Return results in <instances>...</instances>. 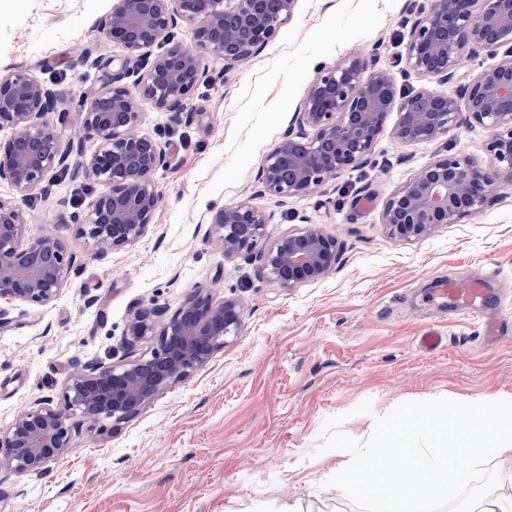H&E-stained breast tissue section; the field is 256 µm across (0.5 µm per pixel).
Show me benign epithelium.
Listing matches in <instances>:
<instances>
[{"mask_svg": "<svg viewBox=\"0 0 512 512\" xmlns=\"http://www.w3.org/2000/svg\"><path fill=\"white\" fill-rule=\"evenodd\" d=\"M295 0H118L99 22L109 39L130 52L167 48L147 63L130 88L125 63L97 92L82 99L74 136L70 117L56 111L59 94L25 71L0 74V128L13 130L0 141V182L10 184L27 203L46 198L48 175L73 174L100 187L82 213H73L75 237L102 257L143 237L159 201L154 175L167 160V144L142 132L141 101L179 121L189 114L192 96L208 78L197 48L232 69L256 54L291 19ZM184 23L192 43L176 39ZM485 54L497 62L469 81L459 75L464 56ZM374 59L350 56L322 67L298 111L303 131L288 133L260 170L263 191L282 198L306 196L340 174L367 162L389 113L398 114L395 137L402 143L434 142L461 121L491 132L489 168L443 155L419 169L386 200L382 223L389 235L420 239L438 224H456L485 205L490 169L512 172V0H430L412 21L405 62L417 75L441 84L457 83L452 93L422 87L397 93L392 77L373 68ZM85 139L96 150L76 164L75 145ZM24 209L0 201V299L48 305L60 295L75 261L71 241L29 234ZM210 224L224 255L251 253L264 244L263 268L292 287L324 278L336 263V237L317 227L284 234L266 243V214L246 203L213 210ZM221 276L191 292L154 331L153 309L143 308L127 324L129 347L154 340L150 356L120 365L95 364L72 375L60 408L22 412L4 433L7 449L0 468L19 474L42 472L73 451L72 432L112 420L117 428L137 415L162 391L203 365L240 324L234 298L214 299ZM81 421H73L74 414Z\"/></svg>", "mask_w": 512, "mask_h": 512, "instance_id": "benign-epithelium-1", "label": "benign epithelium"}]
</instances>
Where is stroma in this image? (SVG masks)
I'll return each instance as SVG.
<instances>
[{"label": "stroma", "mask_w": 512, "mask_h": 512, "mask_svg": "<svg viewBox=\"0 0 512 512\" xmlns=\"http://www.w3.org/2000/svg\"><path fill=\"white\" fill-rule=\"evenodd\" d=\"M117 0H0V73L28 72L77 113L105 82L102 60H123L126 85L146 56L98 28ZM428 0H296L293 16L262 50L233 69L208 60L188 119L143 101L144 133L168 144L154 180L158 207L145 236L96 257L76 240V260L58 298L45 306L0 300V431L18 414L59 407L69 377L87 366L148 353L127 347L133 312L157 310L163 324L194 289L221 275L219 294L241 305L238 330L183 381L117 430L81 428L74 454L38 474L0 469V512H355L327 480L341 450L314 455L324 420L367 439L375 415L400 403L446 397L512 399V173H494L487 202L418 240L390 237L387 198L437 155L487 165V130L460 124L431 143H400L389 113L367 164L308 196L261 193L263 161L297 131L296 116L317 69L375 52L398 91L448 84L404 64L408 8ZM50 197L25 210L31 233L74 238L71 213L97 187L63 173ZM240 203L262 210L269 234L313 225L339 244L324 279L288 288L271 279L259 251L225 255L207 216ZM491 275L488 306L497 336L455 309L442 280ZM435 337L426 345V337ZM372 400L373 414L354 408Z\"/></svg>", "instance_id": "stroma-1"}]
</instances>
